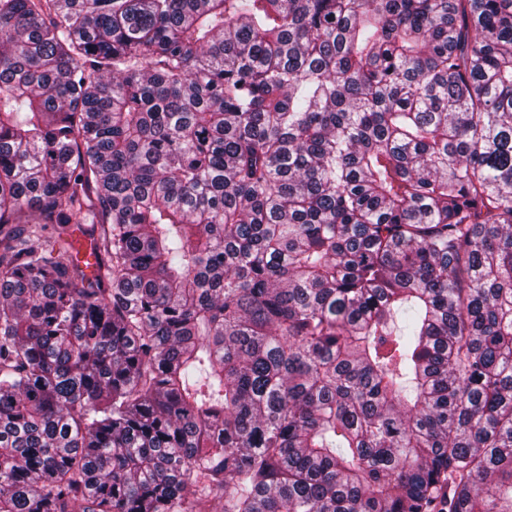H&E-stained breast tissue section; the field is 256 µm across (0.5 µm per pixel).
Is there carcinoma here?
Instances as JSON below:
<instances>
[{
	"instance_id": "obj_1",
	"label": "carcinoma",
	"mask_w": 512,
	"mask_h": 512,
	"mask_svg": "<svg viewBox=\"0 0 512 512\" xmlns=\"http://www.w3.org/2000/svg\"><path fill=\"white\" fill-rule=\"evenodd\" d=\"M0 512H512V0H0Z\"/></svg>"
}]
</instances>
